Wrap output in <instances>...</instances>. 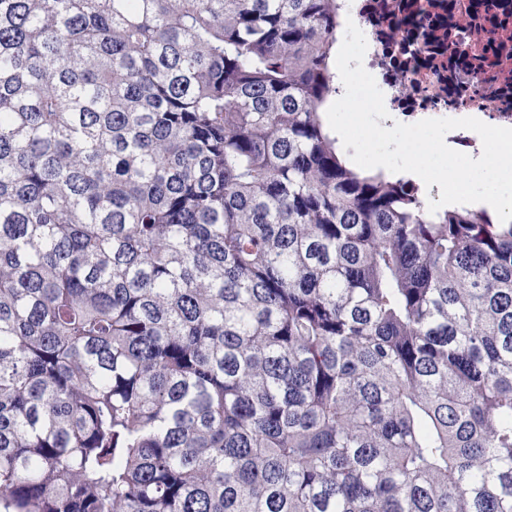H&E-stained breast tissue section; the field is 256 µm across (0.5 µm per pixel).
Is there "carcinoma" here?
I'll list each match as a JSON object with an SVG mask.
<instances>
[{"instance_id":"cac0c4a2","label":"carcinoma","mask_w":512,"mask_h":512,"mask_svg":"<svg viewBox=\"0 0 512 512\" xmlns=\"http://www.w3.org/2000/svg\"><path fill=\"white\" fill-rule=\"evenodd\" d=\"M336 0H0V512H512V223L327 126Z\"/></svg>"}]
</instances>
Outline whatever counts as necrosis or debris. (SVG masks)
Wrapping results in <instances>:
<instances>
[{
    "instance_id": "obj_1",
    "label": "necrosis or debris",
    "mask_w": 512,
    "mask_h": 512,
    "mask_svg": "<svg viewBox=\"0 0 512 512\" xmlns=\"http://www.w3.org/2000/svg\"><path fill=\"white\" fill-rule=\"evenodd\" d=\"M396 121L474 117L512 128V0H337Z\"/></svg>"
}]
</instances>
